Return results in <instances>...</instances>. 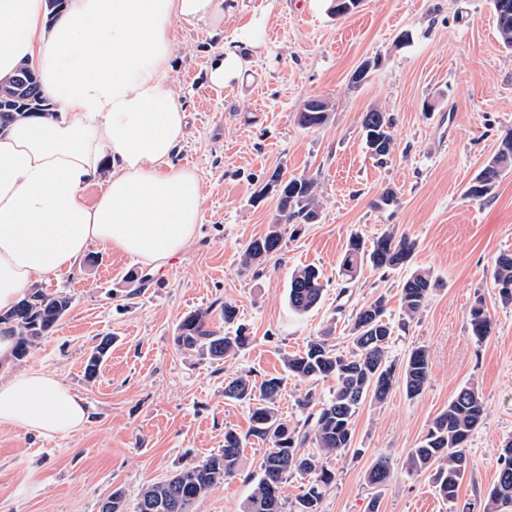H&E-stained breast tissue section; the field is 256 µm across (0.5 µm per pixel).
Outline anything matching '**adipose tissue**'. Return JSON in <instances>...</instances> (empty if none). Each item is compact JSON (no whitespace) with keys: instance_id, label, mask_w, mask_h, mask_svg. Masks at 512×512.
I'll list each match as a JSON object with an SVG mask.
<instances>
[{"instance_id":"obj_1","label":"adipose tissue","mask_w":512,"mask_h":512,"mask_svg":"<svg viewBox=\"0 0 512 512\" xmlns=\"http://www.w3.org/2000/svg\"><path fill=\"white\" fill-rule=\"evenodd\" d=\"M225 0H0V78L33 68L53 118L0 134V312L35 284L78 266L90 247L166 267L195 239L203 204L192 168L177 165L188 112L171 80L176 22L219 21ZM250 29L225 43L212 84L241 78ZM110 176L95 202L86 188ZM82 399L54 373L0 378V426L44 436L80 431Z\"/></svg>"}]
</instances>
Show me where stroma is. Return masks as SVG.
Masks as SVG:
<instances>
[{
    "mask_svg": "<svg viewBox=\"0 0 512 512\" xmlns=\"http://www.w3.org/2000/svg\"><path fill=\"white\" fill-rule=\"evenodd\" d=\"M259 27L262 44L243 79L209 80L210 58L225 40ZM172 76L189 113L178 164L198 172L204 201L195 241L153 276L135 257L91 247L79 268L44 281L73 304L59 327L16 362L19 370L56 373L89 403L79 432L42 438L0 426V512H98L115 489L135 512L142 488L187 462L217 453L224 432L244 436L238 473L197 502L193 512H241L253 489L265 445L250 436L246 403L225 398L224 385L250 375L285 376L281 417L297 423L306 393L327 399L334 378L286 377L282 356L330 332L350 348L351 315L385 296L395 330L388 346L396 382L384 402L366 400L353 420L351 449L327 459L335 483L320 512H482L496 481V459L512 438V305L493 287V260L512 253V171L480 200L464 192L501 138L512 131V50L501 46L491 0H361L332 15L329 0H226L219 23H176ZM376 61L361 85L351 76ZM333 110L317 129L298 125L309 98ZM389 112L395 147L386 163L367 152L361 115ZM319 184L317 223L284 225L282 251L259 272L240 268L246 245L263 236L278 198L257 191L272 172ZM396 201L380 206L386 191ZM372 243L386 232L415 244L408 265L381 274L363 266L343 287L337 263L351 233ZM314 266L324 275L320 304L300 314L288 304L292 272ZM417 268L438 286L425 307L401 326V283ZM145 275L130 295V275ZM483 299L490 336L469 330V309ZM238 309L251 342L237 356L212 360L176 344L191 312L224 327V303ZM111 338L97 376L87 358ZM425 348L429 382L408 397L401 382L409 353ZM475 384L483 421L467 448L469 468L457 498L444 501L428 475L404 462L457 388ZM380 458L393 477L383 486L366 476Z\"/></svg>",
    "mask_w": 512,
    "mask_h": 512,
    "instance_id": "1",
    "label": "stroma"
}]
</instances>
